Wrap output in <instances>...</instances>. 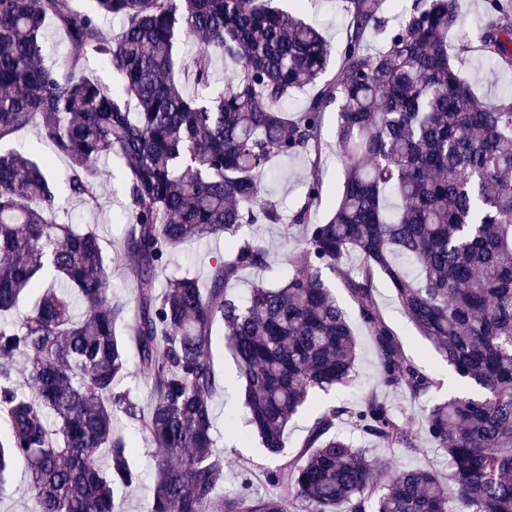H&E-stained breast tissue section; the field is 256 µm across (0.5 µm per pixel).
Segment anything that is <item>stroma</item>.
Instances as JSON below:
<instances>
[{
	"mask_svg": "<svg viewBox=\"0 0 512 512\" xmlns=\"http://www.w3.org/2000/svg\"><path fill=\"white\" fill-rule=\"evenodd\" d=\"M280 9L304 19L321 29L336 44L342 43L348 25V19L340 9L339 0H275ZM454 65L459 75L473 88L474 92L486 100H496L512 94V70L494 67L484 61L479 53L470 52L455 59ZM336 110L328 108L323 117L322 138L327 145L328 159L319 173L322 182L323 203L320 215H328L330 204L338 197L342 168L336 160ZM276 170L274 179L268 180L269 196L281 202L285 208H293L303 194L302 183L308 173L304 157L288 160L274 159ZM103 185L100 204L97 209L89 210L73 200H62L59 222L74 228H97L99 234L113 244H120L127 228V199L125 195L126 172L118 161H110L101 167ZM244 237L263 239L274 257L268 268L248 269L231 284V293L238 294L250 288L258 280L274 284L288 276L290 266L285 261L282 249L276 237L275 228L266 224L243 226ZM224 251L223 238L204 241H189L179 247L169 265V273L190 277H206L215 256ZM322 278L332 288L339 305L353 319V329L358 341V359L356 377L346 387L330 395L316 394L312 403L288 425L285 434V449L282 456L269 457L262 448L256 435H248L246 440L231 437L224 424L225 411L241 412L244 397V380L232 356L225 347L224 337H214L212 356L214 368L221 384L220 392L212 399L215 412V435L218 445L229 465L226 469L222 496L231 497L242 488H249L255 495L268 492L269 487L263 471L283 464L286 456L292 455L300 445L308 428L312 424L317 409L331 403H352L361 392L375 391L379 388V369L375 350L365 329L358 324V311L337 277L330 270H323ZM373 294L383 309L387 320L404 338L406 356L421 370L438 374L444 381V394L451 397L464 389V382L458 378L452 366L434 352L426 339L399 312L394 300L392 287L384 276H376L373 282Z\"/></svg>",
	"mask_w": 512,
	"mask_h": 512,
	"instance_id": "stroma-1",
	"label": "stroma"
}]
</instances>
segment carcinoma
Returning a JSON list of instances; mask_svg holds the SVG:
<instances>
[{"mask_svg": "<svg viewBox=\"0 0 512 512\" xmlns=\"http://www.w3.org/2000/svg\"><path fill=\"white\" fill-rule=\"evenodd\" d=\"M0 0V141L29 129L68 165L70 197L100 200L99 163L127 170L130 220L123 249L95 230L57 220L54 158L0 154V488L21 464L40 512H121L118 495L142 483L135 447L114 429L123 413L152 437L147 512H512V94L479 98L452 64L459 0H408L396 23L385 0H340L349 19L335 48L272 0ZM122 22L106 39L99 19ZM68 49L44 63V29ZM203 49L175 72L176 42ZM112 63L117 88L87 76V48ZM478 51L512 69V10L493 4ZM224 87L212 89L215 57ZM315 92L298 110L288 101ZM337 105L342 183L317 218L325 160L323 115ZM304 155L309 171L290 211L267 197L274 157ZM275 224L292 247V274L231 294L245 269L265 268L243 225ZM229 235L207 283L166 279L175 249ZM134 267L136 353L117 331L112 262ZM340 279L371 336L382 387L422 402L424 440L443 451L448 478L386 465L365 443L423 449L416 431L376 393L319 411L299 451L265 471L277 492L224 501L228 463L213 437L214 329L245 380L244 414L271 455L314 392L353 380L358 345L322 279ZM383 273L405 317L466 380L444 381L405 357L404 341L373 298ZM134 373L151 388L148 412L118 386ZM106 451L108 465L100 464Z\"/></svg>", "mask_w": 512, "mask_h": 512, "instance_id": "cac0c4a2", "label": "carcinoma"}]
</instances>
